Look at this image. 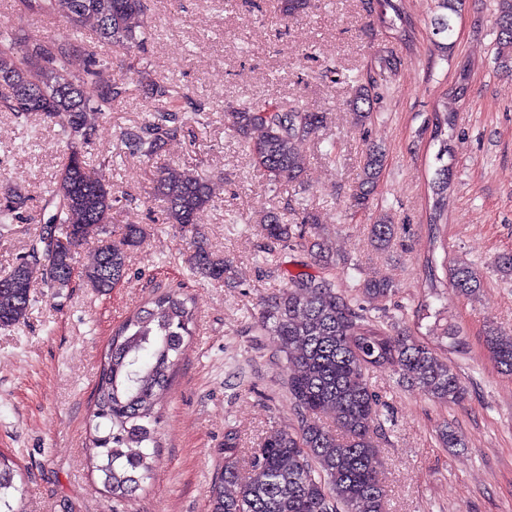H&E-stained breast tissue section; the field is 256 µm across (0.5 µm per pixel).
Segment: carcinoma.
Wrapping results in <instances>:
<instances>
[{"label": "carcinoma", "mask_w": 512, "mask_h": 512, "mask_svg": "<svg viewBox=\"0 0 512 512\" xmlns=\"http://www.w3.org/2000/svg\"><path fill=\"white\" fill-rule=\"evenodd\" d=\"M19 12L54 16L67 34H33L17 38L0 29V109L17 118L39 114L60 127L66 138L63 160L48 187V216L31 239L27 255L0 270V328L25 321L30 308L32 281L41 278L48 287H68L72 275L101 294L109 293L128 274L130 251L138 246L144 230L137 224L122 228L112 240L108 224L119 204L112 179L88 172L86 146L100 118L112 111L126 93V74L135 70L129 62L118 78L105 80L94 58L72 71L81 45L68 32L92 22L99 38L132 56L151 30L147 0H18ZM465 0H436L438 13L431 19L434 45L448 49ZM278 11L299 19L313 7L312 0H277ZM369 15L391 28L406 22L404 0H364ZM496 57L501 72L512 76V0H497L494 18ZM393 53L376 55L373 74L357 83L350 107L355 123L373 118L377 87L398 70ZM150 98L158 108L133 127L121 131L112 159L128 154L151 160L168 142L181 136L190 123L198 122L203 109L184 106L189 99L172 79L149 84ZM267 112L266 120L257 111ZM227 128L249 140L254 166L274 185L299 182L306 159L298 151L302 140L315 136L327 125V113L305 101L284 100L263 108L243 106L224 113ZM433 140L440 142L430 182L427 224L432 247H445L442 221L448 210L451 168L443 162L449 153L448 131L454 114L443 102L434 114ZM386 162L383 150L369 148L359 181L350 195L349 208L368 210L373 205ZM156 197L164 220L189 228L198 215L214 206L216 185L189 169L163 167L156 180ZM0 224H14L27 211L30 197L24 188L7 186L0 194ZM316 223L310 212L301 224L275 212L261 225L263 237L282 250L307 249L325 265L334 262L324 241H309L301 225ZM396 227L381 213L371 225V241L378 250L390 247ZM96 240L92 264L79 267L78 250ZM192 274L222 281L227 271L224 257L197 240L187 257ZM425 287L431 295L444 285L438 270L449 275L452 291L470 297L481 287L480 273L468 264L448 268V262L427 256L423 264ZM358 294L380 304L394 292L385 278L365 279ZM433 319L424 335L388 324L369 315L336 284L319 275L298 274L288 287L271 296L260 311L264 329L275 336L287 364L288 400L296 424L265 434L249 457L243 456L237 432L224 434V465L209 487V512H385L386 490L380 478L381 461L376 439L381 430L380 399L369 384V374L392 370L402 381L421 390L430 400L446 405L464 398L465 387L448 358L437 353L447 339L460 344L449 323L447 308L426 305L418 319ZM195 306L177 289L153 296L134 309L112 332L96 384L92 425L87 448L94 468L112 498L135 494L152 476L157 437L156 419L170 389L185 338L193 333ZM486 349L505 375H512V334L490 328ZM331 415L332 429L323 422ZM13 462L0 456V512H20L13 506L21 492Z\"/></svg>", "instance_id": "cac0c4a2"}]
</instances>
